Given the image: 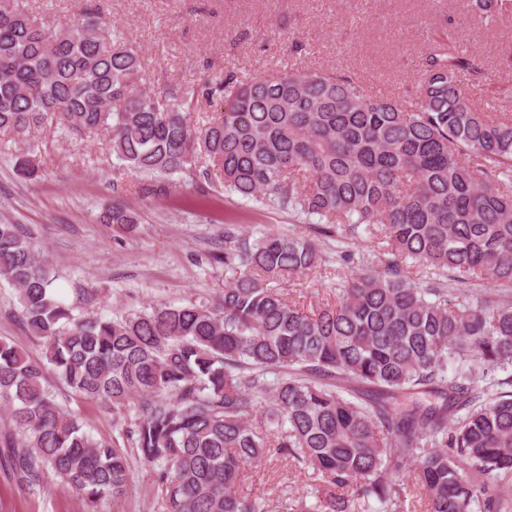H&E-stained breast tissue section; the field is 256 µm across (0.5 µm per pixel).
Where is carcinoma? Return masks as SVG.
I'll return each instance as SVG.
<instances>
[{
  "label": "carcinoma",
  "instance_id": "cac0c4a2",
  "mask_svg": "<svg viewBox=\"0 0 512 512\" xmlns=\"http://www.w3.org/2000/svg\"><path fill=\"white\" fill-rule=\"evenodd\" d=\"M472 7L493 23L512 0ZM483 75L448 35L427 47L409 106L293 66L161 96L101 15L62 31L0 0V134L102 133L123 169L147 177L145 197L203 179L316 225L252 239L226 224L224 255L207 258L236 272L221 296L106 318L61 300L41 252L0 223V280L47 359L0 339V465L28 486H70L84 512H121L131 449L163 512H288L236 493L268 456L311 473L314 503L296 512H398L416 488L424 512H498L512 392H490L476 372L512 367V301L447 300L474 277L512 288V117L472 107L462 78ZM106 220L130 232L138 214L114 204ZM363 232L382 244V267L351 272L335 304L305 314L275 284L327 262L321 237ZM408 259L448 280L409 278ZM50 374L114 414L134 411L128 447L62 408Z\"/></svg>",
  "mask_w": 512,
  "mask_h": 512
}]
</instances>
